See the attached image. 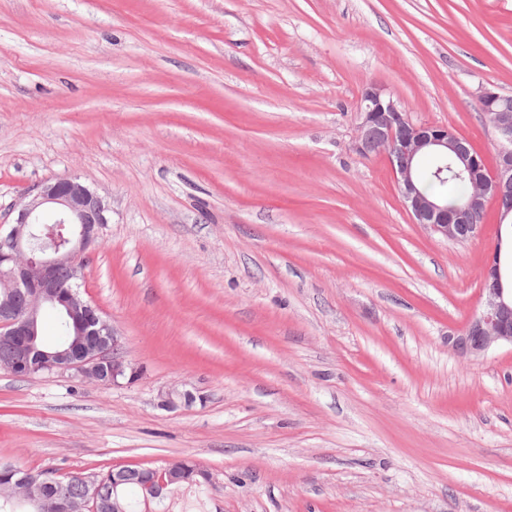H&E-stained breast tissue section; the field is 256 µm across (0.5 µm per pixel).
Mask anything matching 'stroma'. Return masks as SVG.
Wrapping results in <instances>:
<instances>
[{
    "label": "stroma",
    "instance_id": "1",
    "mask_svg": "<svg viewBox=\"0 0 512 512\" xmlns=\"http://www.w3.org/2000/svg\"><path fill=\"white\" fill-rule=\"evenodd\" d=\"M370 83L494 162L512 0H0V225L46 180L106 197L86 292L138 369H0V463L188 460L198 512H512V348L448 343L497 205L462 244L414 223L355 148Z\"/></svg>",
    "mask_w": 512,
    "mask_h": 512
}]
</instances>
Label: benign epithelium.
Masks as SVG:
<instances>
[{
    "instance_id": "7a95c632",
    "label": "benign epithelium",
    "mask_w": 512,
    "mask_h": 512,
    "mask_svg": "<svg viewBox=\"0 0 512 512\" xmlns=\"http://www.w3.org/2000/svg\"><path fill=\"white\" fill-rule=\"evenodd\" d=\"M477 97L485 122L500 143L493 168L452 128L410 121L382 85H366L357 107V151L365 156L385 154L414 222L453 243L477 235L480 225L463 222L483 212L490 199L497 202L499 223L512 215V208L502 204L504 190L512 186V113L498 108L504 95L493 88L480 87ZM427 156L436 160V177L445 179L452 170L474 183L465 208L451 211L443 197L424 193L418 168ZM12 214L10 230L0 235V366L20 377L69 372L103 386H115L126 376L134 379L136 370L124 356L112 325L81 292L88 253L100 243L110 223L105 199L75 179L61 178L32 187ZM502 247V240H497L485 264L477 314L461 335L448 337L453 348L469 357L512 346V280L503 272ZM61 269L68 274L66 286L58 278ZM47 308L73 324L72 341L52 346L37 343L38 321ZM179 464L176 460L152 468L154 482L146 485L144 506L162 498L173 484L193 483ZM12 475L28 489V496L21 500L27 512H41L47 489L58 512L108 508L125 512L120 497L107 498L102 485L94 481L87 483L81 508L75 511L67 478L53 471L34 477L16 467Z\"/></svg>"
}]
</instances>
